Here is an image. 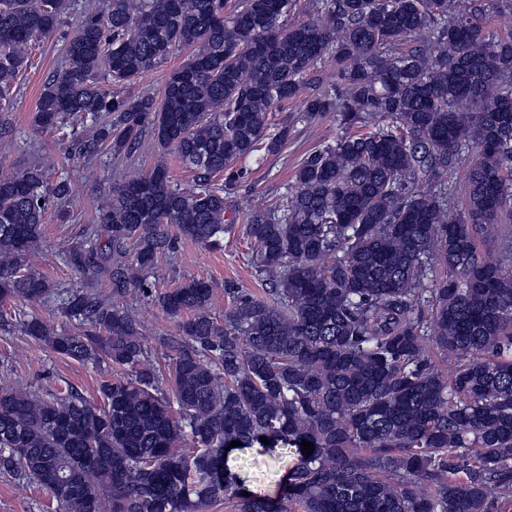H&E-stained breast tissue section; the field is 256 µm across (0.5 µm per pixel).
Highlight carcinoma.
<instances>
[{"instance_id": "carcinoma-1", "label": "carcinoma", "mask_w": 512, "mask_h": 512, "mask_svg": "<svg viewBox=\"0 0 512 512\" xmlns=\"http://www.w3.org/2000/svg\"><path fill=\"white\" fill-rule=\"evenodd\" d=\"M294 2L84 10L34 122L91 119L93 138L75 145L89 157L128 154L146 133L158 149L100 203L91 244L70 250L85 286L31 264L69 183L39 165L0 177V305L58 307L77 330L33 316L25 335L127 371L101 384L99 408L71 388L0 387V469L46 487L62 512H207L226 499L236 512H512V33H489L512 0H319L288 24ZM73 6L0 0V102ZM178 48L191 53L161 97L118 90ZM326 62L329 88L315 76ZM306 89L300 120L331 112L340 133L306 154L280 207L251 213L266 296L225 289L220 323L208 282L161 293L179 336L169 364H150L131 309L96 284L148 294L143 272L176 236L221 247L213 178L260 145L277 152L288 130L270 136L268 113ZM169 152L194 172L190 188L171 182ZM461 167L453 212L448 173ZM233 441L294 449L282 498L244 495L225 465ZM49 474L72 489L56 492Z\"/></svg>"}]
</instances>
